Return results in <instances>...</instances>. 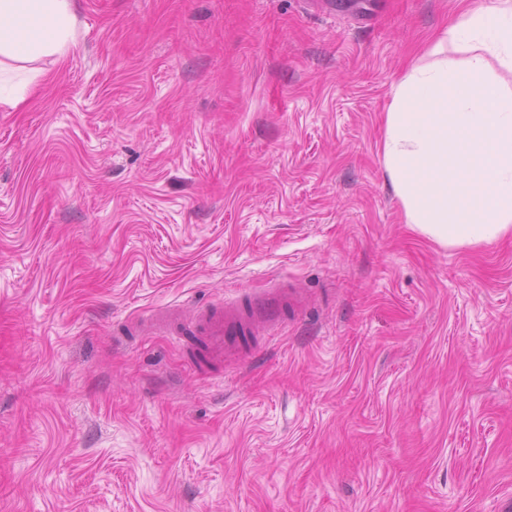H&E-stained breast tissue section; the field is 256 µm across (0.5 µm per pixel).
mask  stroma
Listing matches in <instances>:
<instances>
[{"mask_svg":"<svg viewBox=\"0 0 512 512\" xmlns=\"http://www.w3.org/2000/svg\"><path fill=\"white\" fill-rule=\"evenodd\" d=\"M458 0H73L0 105V512H503L512 239L448 249L384 174ZM311 299L239 359L155 309Z\"/></svg>","mask_w":512,"mask_h":512,"instance_id":"1","label":"stroma"}]
</instances>
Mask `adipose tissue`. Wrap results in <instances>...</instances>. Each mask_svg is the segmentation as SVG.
<instances>
[{
    "mask_svg": "<svg viewBox=\"0 0 512 512\" xmlns=\"http://www.w3.org/2000/svg\"><path fill=\"white\" fill-rule=\"evenodd\" d=\"M72 0H0V56H66ZM384 172L407 224L437 244L512 234V0L461 10L394 87Z\"/></svg>",
    "mask_w": 512,
    "mask_h": 512,
    "instance_id": "ef3b65f1",
    "label": "adipose tissue"
}]
</instances>
